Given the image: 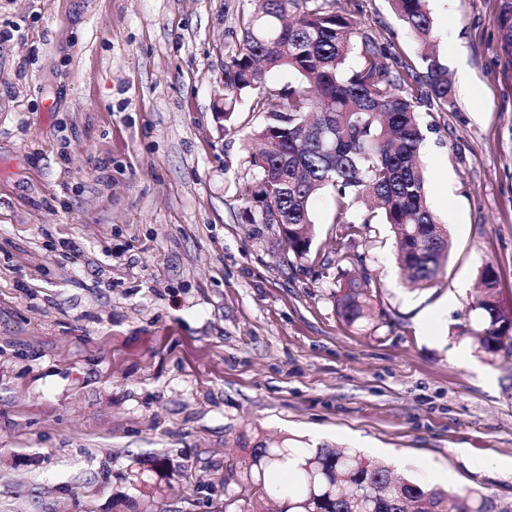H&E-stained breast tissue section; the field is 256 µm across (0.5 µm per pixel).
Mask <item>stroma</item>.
<instances>
[{
	"label": "stroma",
	"mask_w": 512,
	"mask_h": 512,
	"mask_svg": "<svg viewBox=\"0 0 512 512\" xmlns=\"http://www.w3.org/2000/svg\"><path fill=\"white\" fill-rule=\"evenodd\" d=\"M503 0H428L454 106L424 104L431 209L453 242L407 286L380 215L353 208L381 305L336 316V209L308 258L240 191L260 113L217 114L250 0H0V512H224L244 444L358 449L512 512V347L456 333L479 270L512 303V61ZM420 49L388 0H351Z\"/></svg>",
	"instance_id": "obj_1"
}]
</instances>
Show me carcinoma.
Here are the masks:
<instances>
[{"instance_id":"1","label":"carcinoma","mask_w":512,"mask_h":512,"mask_svg":"<svg viewBox=\"0 0 512 512\" xmlns=\"http://www.w3.org/2000/svg\"><path fill=\"white\" fill-rule=\"evenodd\" d=\"M242 36L224 64V97L216 111L233 120L242 101L263 114L255 131L262 151L250 154L260 170L256 184L242 189L249 223L282 228L280 245L295 259L311 252L312 203L328 190L336 205V260L361 237L362 227L347 218L358 205L380 212L389 226L397 260L410 285L425 289L444 272L451 250L448 231L427 203L419 150L424 135L417 120L420 104L454 105L453 85L436 52L426 0H389L393 13L427 51L422 73L412 65L393 72L381 36L362 28L346 2L334 7L312 0H252ZM505 52H512V6L497 17ZM357 56L356 67L349 66ZM294 77L271 93L267 76ZM480 290L470 303L472 322L458 335L475 337V351L496 355L512 346V304L500 297L498 274L480 270ZM376 295L367 276L345 271L333 292L336 316L363 328L375 318ZM295 482L266 484L285 466ZM246 477L224 509L249 499L277 495L279 512H490L491 500L474 489L444 491L412 478L392 477L385 465L350 448H293L263 440L247 449Z\"/></svg>"}]
</instances>
